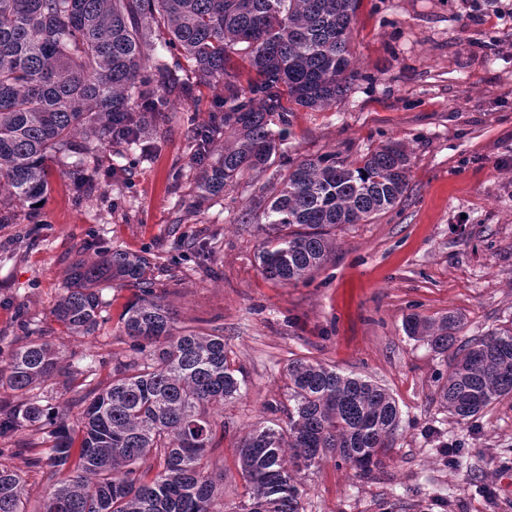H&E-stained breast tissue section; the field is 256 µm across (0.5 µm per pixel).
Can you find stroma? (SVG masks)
Here are the masks:
<instances>
[{"label": "stroma", "mask_w": 512, "mask_h": 512, "mask_svg": "<svg viewBox=\"0 0 512 512\" xmlns=\"http://www.w3.org/2000/svg\"><path fill=\"white\" fill-rule=\"evenodd\" d=\"M477 17L473 0H360L349 48L358 72L347 94L322 111L296 109L279 132L278 164L226 187L197 212L198 168L187 128L210 124L223 86L174 100L148 160L100 150L86 174L103 193L88 201L66 167L52 165L50 194L35 223L0 224V350L34 329L63 354L94 353L108 375L133 354L121 317L130 286L104 290L99 336L70 334L52 315L79 253L121 248L150 256L155 290L179 325L220 327L245 386L226 402L227 433L207 457L224 475V508L243 503L238 448L259 425L286 424L283 371L308 357L366 377L396 400L398 439L372 477L327 460L305 478L306 512H512V399L468 423L435 399L448 371L441 355L403 331L413 312L462 317L459 341L512 326V0ZM389 141L411 154L401 202L368 224L333 230L335 250L305 281L268 279L264 235L241 223L249 205L279 187V163L326 152L348 161ZM459 447L446 467L438 442ZM0 436V461L23 478L28 512L50 484L22 443Z\"/></svg>", "instance_id": "stroma-1"}]
</instances>
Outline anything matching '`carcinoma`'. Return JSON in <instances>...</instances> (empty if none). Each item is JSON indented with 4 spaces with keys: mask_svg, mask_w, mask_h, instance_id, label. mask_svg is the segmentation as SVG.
Instances as JSON below:
<instances>
[{
    "mask_svg": "<svg viewBox=\"0 0 512 512\" xmlns=\"http://www.w3.org/2000/svg\"><path fill=\"white\" fill-rule=\"evenodd\" d=\"M358 0H0V224L33 223L59 163L81 176L87 159L116 147L140 157L145 133L173 99L224 83L210 126L192 129L203 163L200 207L246 173L275 163L272 117L293 106L324 109L350 89L349 35ZM251 76L242 84L232 55ZM411 157L387 142L349 163L336 153L286 167L259 210L266 234L262 272L285 284L313 275L333 250L328 231L367 223L409 188ZM148 257L111 249L82 256L53 315L76 336L107 321L102 284L139 290L122 317L136 356L112 366L107 386L76 391L80 449L69 424L44 432L51 482L43 512H224V474L205 469L220 448L224 403L243 386L224 334L177 326L156 293ZM461 318L406 317V336L451 356L436 396L460 423L512 398V328L457 343ZM52 344L21 338L0 367V435L36 428L47 416L38 386L64 369ZM288 424L251 430L238 466L248 499L236 512H304L301 474L332 458L368 476L393 447L400 423L392 395L371 380L305 357L288 362ZM0 512H26L20 475L0 463Z\"/></svg>",
    "mask_w": 512,
    "mask_h": 512,
    "instance_id": "obj_1",
    "label": "carcinoma"
}]
</instances>
